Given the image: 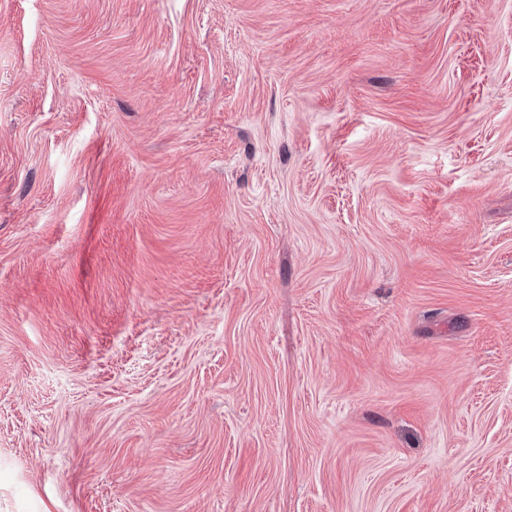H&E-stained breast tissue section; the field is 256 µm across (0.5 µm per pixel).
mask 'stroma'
<instances>
[{
    "label": "stroma",
    "instance_id": "obj_1",
    "mask_svg": "<svg viewBox=\"0 0 512 512\" xmlns=\"http://www.w3.org/2000/svg\"><path fill=\"white\" fill-rule=\"evenodd\" d=\"M0 512H512V0H0Z\"/></svg>",
    "mask_w": 512,
    "mask_h": 512
}]
</instances>
